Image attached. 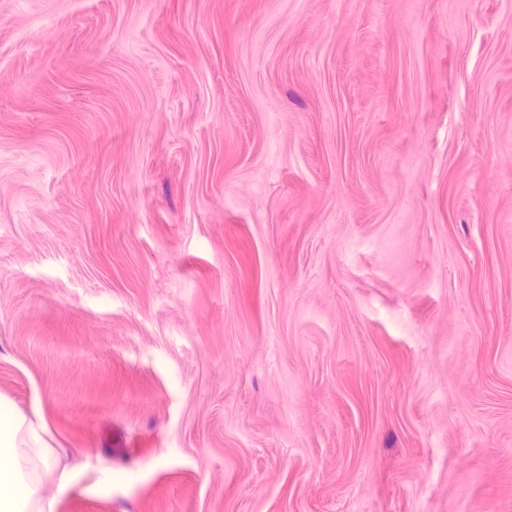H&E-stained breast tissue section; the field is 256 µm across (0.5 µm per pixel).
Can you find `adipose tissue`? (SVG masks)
Here are the masks:
<instances>
[{"label": "adipose tissue", "mask_w": 512, "mask_h": 512, "mask_svg": "<svg viewBox=\"0 0 512 512\" xmlns=\"http://www.w3.org/2000/svg\"><path fill=\"white\" fill-rule=\"evenodd\" d=\"M48 477L55 480L52 497L41 493ZM71 486L57 449L48 447L41 429L0 396V512H56L59 497Z\"/></svg>", "instance_id": "1"}]
</instances>
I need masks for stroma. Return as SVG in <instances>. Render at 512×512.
I'll return each mask as SVG.
<instances>
[{
    "label": "stroma",
    "mask_w": 512,
    "mask_h": 512,
    "mask_svg": "<svg viewBox=\"0 0 512 512\" xmlns=\"http://www.w3.org/2000/svg\"><path fill=\"white\" fill-rule=\"evenodd\" d=\"M0 395L57 512H512V0H0Z\"/></svg>",
    "instance_id": "obj_1"
}]
</instances>
